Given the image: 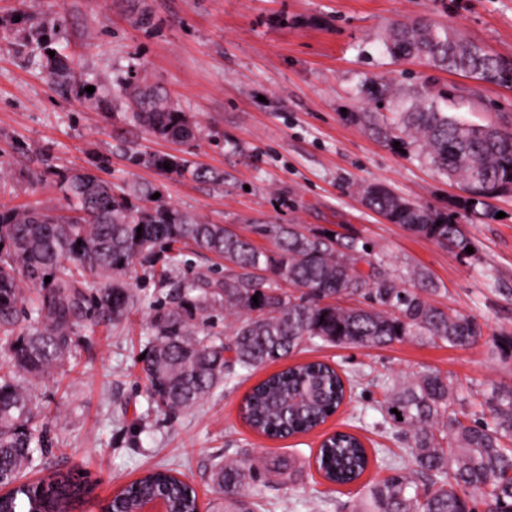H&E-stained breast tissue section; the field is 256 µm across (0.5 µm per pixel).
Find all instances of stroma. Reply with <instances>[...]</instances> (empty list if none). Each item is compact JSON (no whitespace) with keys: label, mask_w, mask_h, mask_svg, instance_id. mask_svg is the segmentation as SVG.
Listing matches in <instances>:
<instances>
[{"label":"stroma","mask_w":512,"mask_h":512,"mask_svg":"<svg viewBox=\"0 0 512 512\" xmlns=\"http://www.w3.org/2000/svg\"><path fill=\"white\" fill-rule=\"evenodd\" d=\"M64 16L56 46L98 92L112 95L110 114L54 91L42 74L0 50V160L9 175L0 207L39 206L65 213L57 170L105 165L112 182L148 184L178 209L249 234L254 224H300L364 238L389 272L426 269L438 285L431 301L475 317L483 336L468 348L426 341L362 349L303 344L290 363L320 360L352 377V400L320 429L286 439L255 433L239 413L245 394L279 371L271 364L241 371L202 405L175 415L148 402L139 360L150 340L147 297L112 329L87 333L67 373L36 386L38 424L47 453L34 455L25 478L49 471L71 475L87 491L73 512L99 505L145 470L170 465L212 512L216 470L252 458L292 459L286 479L252 475L270 512H350L367 487L385 476L380 449L404 455L400 435L377 409L385 385L433 370L471 400L494 385H512V194L490 199L488 215L460 213L474 243L460 254L367 209L362 191L384 185L402 197L444 210L459 186L412 150L372 137L348 115L364 101L365 78L383 75L398 91L413 79L465 86L466 78L394 62L381 37L395 22L419 16L448 25L496 54L512 58V0H0V37L19 29L22 13ZM161 85L203 128L176 146L144 141L124 124L118 89L131 72ZM482 102L460 118L512 125V88L477 84ZM180 152L222 172L223 186L180 181L130 158V142ZM353 432L371 449V464L355 484H328L312 460L324 434Z\"/></svg>","instance_id":"obj_1"}]
</instances>
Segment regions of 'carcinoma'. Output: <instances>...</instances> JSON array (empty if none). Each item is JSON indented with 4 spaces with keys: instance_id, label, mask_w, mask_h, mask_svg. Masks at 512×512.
<instances>
[{
    "instance_id": "obj_1",
    "label": "carcinoma",
    "mask_w": 512,
    "mask_h": 512,
    "mask_svg": "<svg viewBox=\"0 0 512 512\" xmlns=\"http://www.w3.org/2000/svg\"><path fill=\"white\" fill-rule=\"evenodd\" d=\"M64 23L59 16L49 26L29 14L28 32L8 48L43 72L56 91L106 110V98L84 91L90 82L56 52L55 27ZM383 45L396 61L416 59L480 83L512 86V59L427 17L391 24ZM360 94L376 104L374 112L354 114L371 136L400 142L463 191L448 210L438 211L373 185L363 190L365 205L391 224L465 253L472 242L457 222L459 212H474L512 192V131L460 119L453 111L467 99L434 79H423L402 97L393 82L369 79ZM122 95L130 108L124 122L149 138L187 143L202 133L136 72ZM381 108L395 118L384 120ZM130 153L136 164L165 174L224 183L223 175L181 155L142 144ZM56 176L68 213L0 208V512H69L79 498L81 485L55 472L18 483L41 448L32 383L64 367L81 345L82 329L113 326L134 307L138 295L127 279L139 266L165 291V302L149 305L152 339L141 360L149 402L164 413L203 402L219 384L232 382L238 367L282 361L306 342L369 349L418 339L467 348L482 336L475 318L429 300L438 288L425 270L409 273V288L354 236L254 224L251 233L270 243L259 247L224 224L152 198L147 187L127 189L92 170ZM191 253L213 255L224 276L194 270ZM217 309L233 317L227 342L205 330L206 315ZM345 397L341 374L310 361L267 376L245 396L241 410L260 434L294 436L323 425ZM483 398L491 422L472 424L457 411L463 398L436 372L389 383L379 411L405 436L408 460L388 461V474L368 487L352 512H476L479 504L512 512V387H493ZM369 463L361 438L348 432L332 435L315 455L316 469L339 486L357 482ZM252 468L243 460L215 473L224 493L219 512H260L261 493L249 483ZM162 486L169 489L168 512H197L195 491L172 469L145 473L100 512H139Z\"/></svg>"
}]
</instances>
